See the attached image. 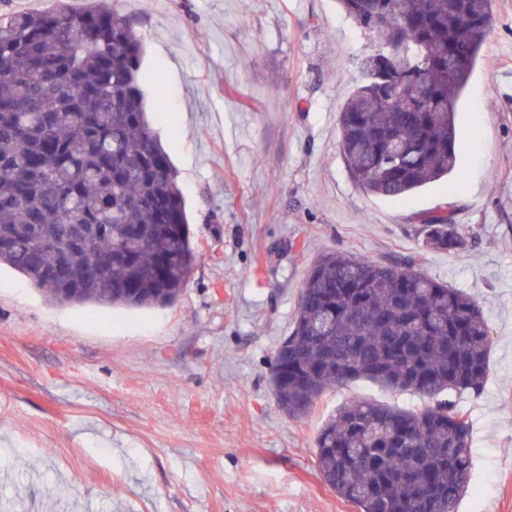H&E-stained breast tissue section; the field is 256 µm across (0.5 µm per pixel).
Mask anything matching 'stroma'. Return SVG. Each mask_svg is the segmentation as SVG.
<instances>
[{
	"label": "stroma",
	"mask_w": 512,
	"mask_h": 512,
	"mask_svg": "<svg viewBox=\"0 0 512 512\" xmlns=\"http://www.w3.org/2000/svg\"><path fill=\"white\" fill-rule=\"evenodd\" d=\"M143 45L148 119L178 172L196 261L142 311L57 306L0 269V504L26 512H356L321 478L323 423L359 398H430L363 380L309 416L276 404L270 363L316 257L420 269L474 296L492 337L458 512H512V0L460 100L463 178L401 199L351 179L338 117L379 41L336 0H120ZM164 96L165 111L155 109ZM452 212L463 253L423 248Z\"/></svg>",
	"instance_id": "1"
}]
</instances>
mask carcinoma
I'll return each mask as SVG.
<instances>
[{"label":"carcinoma","instance_id":"1","mask_svg":"<svg viewBox=\"0 0 512 512\" xmlns=\"http://www.w3.org/2000/svg\"><path fill=\"white\" fill-rule=\"evenodd\" d=\"M380 50L339 116L352 179L403 198L459 170V102L494 0H338ZM142 43L113 3L0 17V266L59 305L164 307L196 254L177 172L147 118ZM91 237L99 261L74 242ZM425 249L462 252L450 213L419 218ZM345 251L318 257L270 380L305 417L356 380L436 399L421 411L352 400L315 443L325 484L357 512H458L472 424L457 398L486 384L492 338L476 300L417 269Z\"/></svg>","mask_w":512,"mask_h":512}]
</instances>
